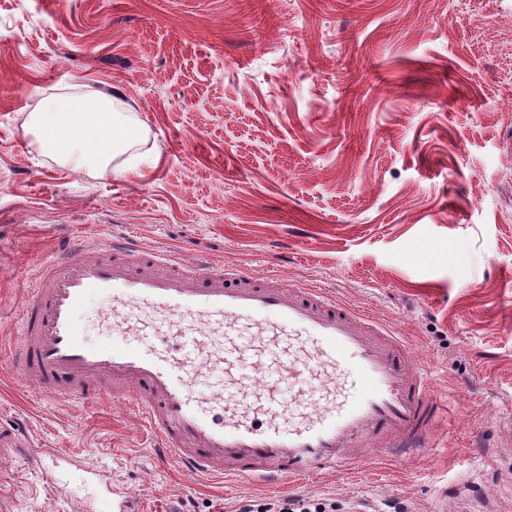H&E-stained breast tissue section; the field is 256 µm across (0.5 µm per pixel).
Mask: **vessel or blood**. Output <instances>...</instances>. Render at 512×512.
<instances>
[{
  "mask_svg": "<svg viewBox=\"0 0 512 512\" xmlns=\"http://www.w3.org/2000/svg\"><path fill=\"white\" fill-rule=\"evenodd\" d=\"M89 248L64 238L39 262L6 354L15 384L130 403L159 460L203 478L275 485L427 448L443 405L389 324L243 265L187 268L128 241L81 258ZM95 295L109 308L91 344L78 314Z\"/></svg>",
  "mask_w": 512,
  "mask_h": 512,
  "instance_id": "vessel-or-blood-1",
  "label": "vessel or blood"
}]
</instances>
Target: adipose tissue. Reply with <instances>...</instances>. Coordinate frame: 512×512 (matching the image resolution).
Wrapping results in <instances>:
<instances>
[{
    "mask_svg": "<svg viewBox=\"0 0 512 512\" xmlns=\"http://www.w3.org/2000/svg\"><path fill=\"white\" fill-rule=\"evenodd\" d=\"M27 126L42 149L75 172L110 173L112 157L129 148L133 140L120 131L100 97L49 100L31 113Z\"/></svg>",
    "mask_w": 512,
    "mask_h": 512,
    "instance_id": "ef3b65f1",
    "label": "adipose tissue"
}]
</instances>
